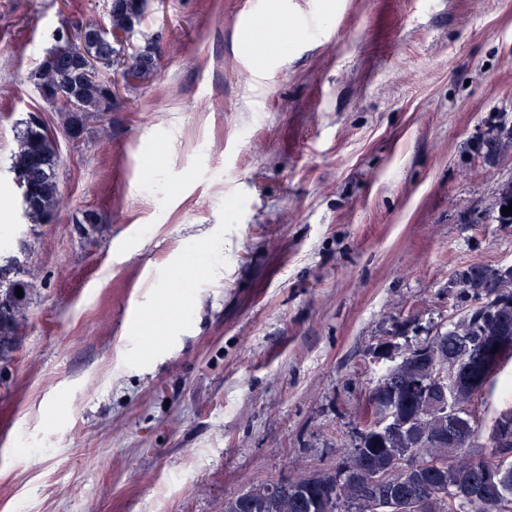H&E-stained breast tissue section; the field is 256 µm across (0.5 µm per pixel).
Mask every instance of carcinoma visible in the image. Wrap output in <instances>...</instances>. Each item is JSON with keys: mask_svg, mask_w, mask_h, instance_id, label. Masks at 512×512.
Listing matches in <instances>:
<instances>
[{"mask_svg": "<svg viewBox=\"0 0 512 512\" xmlns=\"http://www.w3.org/2000/svg\"><path fill=\"white\" fill-rule=\"evenodd\" d=\"M145 0H112V7L103 18L86 24H78L74 30V47L78 55L98 56L106 67L112 66L114 58L122 48L101 37V30H130L140 25L145 16ZM155 45L145 42L140 47L137 65L142 68L141 77L154 74ZM56 53L51 47L40 61L33 74L36 91L45 102L58 105L56 95L66 91L74 100V106L59 105L63 112L64 128L82 133L86 118L95 112H109L111 105L104 85L81 72L72 60L58 59L49 63ZM17 151L11 156L10 171L22 190L24 216L31 224H51L59 215L63 198L57 181L60 155L55 137L43 126L27 118L20 122L17 136ZM512 153V129L496 131L487 141L486 161L490 164L504 155ZM512 202V182L498 186L495 192V221L512 224V215L501 214V209ZM496 284L499 296L512 300V273L501 274L489 267H468L456 277V298L461 302L460 312L449 322L445 330H436L435 335L422 340L426 344L441 337L442 346H430L428 366L447 369L454 354L460 352L461 336H495L498 329L484 309L472 307L485 283ZM22 289L17 297L15 289ZM29 284L21 278V269L12 260L0 266V359L7 356L15 341V334L27 304ZM380 381L387 383L379 396L378 404H394L400 419L408 430L435 431L448 427V417L440 410L430 407L412 389L415 375L392 365L388 366ZM409 443L395 442L387 435L369 433L357 438L339 466L345 468L348 477L341 478L338 469L319 468L309 473L314 479L315 493L325 495L320 512H374L371 500L364 494L371 473L364 466L368 459L377 460L390 453L402 454ZM415 458L422 464L438 469L455 480L481 470L487 465L506 464L512 472V446L492 448L488 453L474 459L468 449L455 443H427L413 449ZM249 512H310L306 500L293 488L283 487L275 494L268 493L267 483L253 484L247 488ZM415 512H512V485L498 497H468L459 495L449 485H444L442 494L421 505Z\"/></svg>", "mask_w": 512, "mask_h": 512, "instance_id": "1", "label": "carcinoma"}]
</instances>
